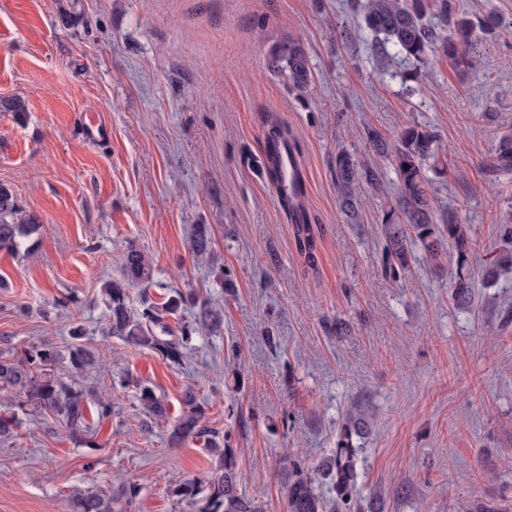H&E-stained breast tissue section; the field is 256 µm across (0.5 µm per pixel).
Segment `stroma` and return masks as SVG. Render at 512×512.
<instances>
[{
  "label": "stroma",
  "instance_id": "35a3bbf8",
  "mask_svg": "<svg viewBox=\"0 0 512 512\" xmlns=\"http://www.w3.org/2000/svg\"><path fill=\"white\" fill-rule=\"evenodd\" d=\"M498 27L476 42V68L434 55L406 85L410 64L381 56L350 0H0V184L43 229L28 253L0 250V337L12 351L63 346L80 325L97 362L84 384L111 399L91 419L94 456L51 417L18 411L0 442V512H70L74 488L137 483L128 512H194L169 494L206 478L199 444H173L172 419L194 388L210 426L232 434L239 488L264 512H286L283 460L316 472L347 417L364 414L356 498L362 512H512V265L477 283L456 309L455 266L414 246L400 282L376 272L380 217L397 175L373 153L367 128L395 138L405 122L437 132L448 177L436 210L456 212L475 243L474 274L512 251V178L485 161L512 130V0H454ZM350 29L351 41L342 40ZM296 41L311 79L293 88L271 49ZM296 137L306 197L319 226L315 268L261 169L264 118ZM104 117L98 142L85 123ZM367 160L380 188H361L357 222L339 207L338 149ZM207 225L213 257L190 249ZM136 247L153 283L131 287L133 308L181 292L221 308L218 334L194 333L182 365L101 333L100 288ZM75 301L59 310L65 294ZM350 330L336 335L335 321ZM145 381L170 420L145 428L122 372Z\"/></svg>",
  "mask_w": 512,
  "mask_h": 512
}]
</instances>
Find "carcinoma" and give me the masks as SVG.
Masks as SVG:
<instances>
[{
    "mask_svg": "<svg viewBox=\"0 0 512 512\" xmlns=\"http://www.w3.org/2000/svg\"><path fill=\"white\" fill-rule=\"evenodd\" d=\"M363 22L374 33L383 52L393 51L413 64L402 79L418 83L425 76L430 55L440 53L456 67L465 70L474 66L470 50L480 35L495 27L493 19L475 25L468 17L450 10L448 0H364L359 4ZM275 63L288 73L293 87L304 89L310 82V65L302 47L295 41L272 48ZM370 148L384 155L397 175L395 202L387 205L381 216L385 246L380 260V273L388 280L399 282L408 270L410 246L419 242L427 256L435 257L444 245L455 250L456 271L450 282V298L458 309L472 308L474 301L472 270L475 245L467 225L450 213L437 214L431 200L432 181L426 172L438 178L447 177L448 162L439 151L436 134L427 126L405 124L395 140L369 129ZM296 144L288 130L276 123L267 132L263 168L278 195L279 205L292 225L296 249L312 266L315 263L317 225L304 205L305 183L294 169L288 175V162L296 161ZM487 167L501 175L512 174V134L502 135L487 160ZM337 186L341 206L352 220L359 214V199L354 188L360 184L380 186L376 168L359 162L351 153L340 151L335 157ZM41 224L33 214L24 215L18 209L10 190L0 184V249L18 252L25 240L38 233ZM192 253L198 259L211 255V237L206 225L196 229L191 241ZM153 283L151 265L145 254L131 246L122 256V277L107 281L101 288L107 310L103 333L159 355L169 364L181 365L194 327L219 329L222 311L202 301L194 313V323L185 322L175 332L167 316L179 313L182 296L169 297L162 303L147 304L139 311L130 305L129 287ZM83 330H71L72 342L63 348L53 344H32L23 353L6 355L0 350V389L11 392L21 408L37 413H50L61 421L70 436L94 452L99 448L88 424L94 412L105 419L112 416V401L94 399L77 383L64 382L56 373L64 364L68 372L79 377L95 365V355L82 341ZM120 386L134 388L141 410L160 421L168 417L163 400L140 380L119 377ZM186 411L175 425L173 437L179 441L199 443L218 459V474L205 479H190L172 484L170 494L178 501L198 505V512H263V506L239 491L236 471V449L230 447L228 435L203 422L202 408L195 389L189 387L183 395ZM18 425L15 413H0V440L12 437ZM367 420L353 418L341 427L336 448L321 465L322 480L334 494L336 505L346 510L357 508L354 500L357 484V464L360 449L354 438L363 437ZM138 494L136 484L122 483L108 490L74 489L69 494L71 512H125ZM287 512H328L327 500L316 492L314 480L296 460L288 463L286 483Z\"/></svg>",
    "mask_w": 512,
    "mask_h": 512,
    "instance_id": "1",
    "label": "carcinoma"
}]
</instances>
